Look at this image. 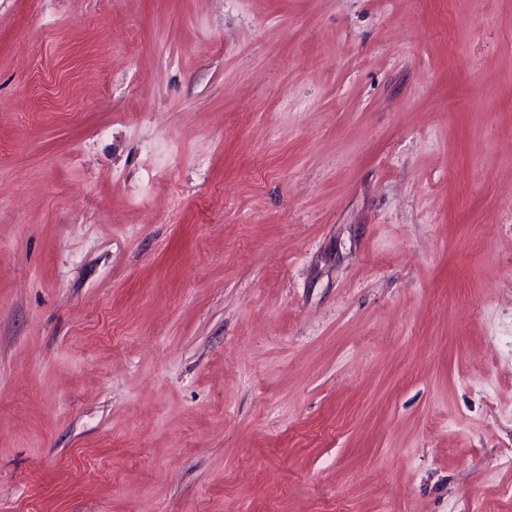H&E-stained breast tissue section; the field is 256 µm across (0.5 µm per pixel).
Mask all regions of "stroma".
<instances>
[{"mask_svg":"<svg viewBox=\"0 0 512 512\" xmlns=\"http://www.w3.org/2000/svg\"><path fill=\"white\" fill-rule=\"evenodd\" d=\"M0 512H512V0H0Z\"/></svg>","mask_w":512,"mask_h":512,"instance_id":"35a3bbf8","label":"stroma"}]
</instances>
